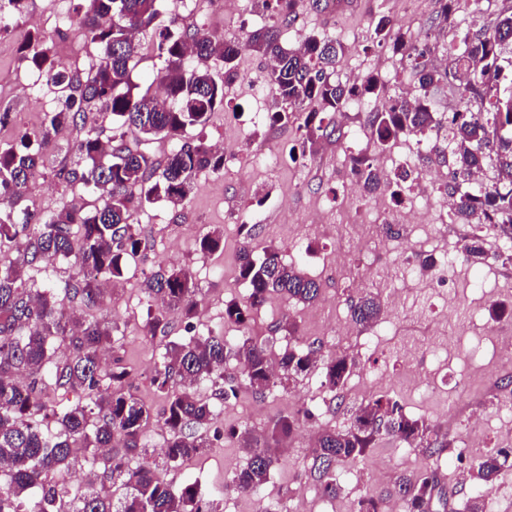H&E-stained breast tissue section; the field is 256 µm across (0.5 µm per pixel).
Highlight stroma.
I'll list each match as a JSON object with an SVG mask.
<instances>
[{"label":"stroma","mask_w":512,"mask_h":512,"mask_svg":"<svg viewBox=\"0 0 512 512\" xmlns=\"http://www.w3.org/2000/svg\"><path fill=\"white\" fill-rule=\"evenodd\" d=\"M512 10V0H458L453 20L439 14L436 0H350L346 12L332 8V0L312 5L304 0L296 17L285 18L262 10L255 0H234L232 12H225L217 0H194L186 12L165 0L156 26L183 28L198 25L223 39L240 37L235 15L264 16L277 26L284 46L297 47L310 36L332 37L341 42L344 53L336 68L340 81L362 73L378 76L384 88L372 97L367 111L347 110L334 118L331 137L320 139L311 152L289 158L296 144L308 106L294 110L292 121L272 126L253 123L256 107L251 97L253 82L264 81L270 62L246 52L238 59L239 76L224 89V107L211 117L204 131L190 129V136L204 135L207 141H224L233 150L223 169L199 173L187 199L180 205L148 204L139 211L137 222L145 236V246L130 265L124 279L105 295L99 306L82 309V316L112 323L111 355L119 357L129 375L124 384L136 398L151 408L154 417L144 432L148 450L160 448L166 429L160 418L165 398L150 382V374L168 341L185 333L184 325L170 320L165 332L147 335L144 325L149 302L142 291L147 276L162 267H185L200 290V304L194 320L196 330L225 333L224 304L244 300L248 289L238 275L239 255L245 242L240 229L252 219L258 234L248 244L254 252L272 246L285 263L300 266L321 284L318 302L305 305L283 295L272 296L253 317L248 333L266 341L271 353H278L285 340L276 326L282 318H292L298 326L297 340L317 343L324 352L353 355L357 339L353 336L324 334L327 326L349 319V300L363 296L357 288V261L337 266L336 252L349 249L356 240L355 228L375 221V202H389V193L377 192L375 199L352 200L351 160L373 147L370 140L352 144L350 131L367 127L370 112L390 106L393 99L418 82L404 68L398 55L373 38L374 22L387 17L393 24L411 28L418 37L415 44L427 58L447 57L451 24L479 29L490 25L498 14ZM83 16L76 0L57 5L55 0H27L20 16L0 30V104L8 106L11 117L0 125V146L13 142L25 131L39 128L47 113L59 108L53 94L28 100L20 90L36 81L37 75L21 59L20 45L32 31L49 38L51 51L61 67L88 71L98 63V47L78 31ZM74 132L56 136L44 150V167L33 183L24 204L42 217H49L63 206L89 207L94 193L68 186L58 179L61 165L77 166L79 158L72 144ZM424 174L440 172L442 181L433 187L434 199L446 197L444 183L452 167L448 153V127L440 125L425 132L422 145L411 154ZM224 233V249L213 255L197 251L200 237L212 230ZM400 234L415 240L411 256L383 247L374 257L376 272L382 273L384 290L402 294L404 303L397 310L383 309L372 327L378 332L379 353L375 359L359 361L343 392L344 407L320 409L315 422L300 423L286 448L271 469L269 482L253 495V502L275 503L281 512H294L297 495H304L305 512H354L358 499L389 486L400 473H417L437 468L441 485L449 490L447 512H465L470 498L480 486L459 480L457 469L435 465L427 453L391 457L393 442L382 439L365 459L342 460L336 464L341 491L336 499L321 496L311 475L313 463L308 436L314 428H341L348 423V411L380 395H388L403 405L406 413L438 424L455 418L457 431L449 433L452 445L465 435L463 422L468 413L496 412L498 403L512 402V373L497 371L494 338L497 333H512V320L491 318V305L512 309V262L488 256L485 264L473 268L459 262L451 273L449 298H440L430 283V273L422 261L432 253L431 238L453 240L461 234L457 224H436L422 215L419 225H401ZM442 339L454 347L456 356L448 358L433 352L434 340ZM412 355L415 364L431 371L430 386L414 387L408 377L404 357ZM473 373L475 381L462 397L452 388L457 378ZM328 389L310 388L308 377H301L288 390L273 389L265 396L241 389L238 398L218 403L212 429L223 437L214 446L181 467L163 473L167 481L182 484L195 480L204 493L212 495L217 512H240L246 500L225 492L224 485L246 463V456L231 430L259 428L284 412H295L307 402L330 400Z\"/></svg>","instance_id":"stroma-1"}]
</instances>
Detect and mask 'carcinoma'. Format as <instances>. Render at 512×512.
I'll use <instances>...</instances> for the list:
<instances>
[{
	"instance_id": "carcinoma-1",
	"label": "carcinoma",
	"mask_w": 512,
	"mask_h": 512,
	"mask_svg": "<svg viewBox=\"0 0 512 512\" xmlns=\"http://www.w3.org/2000/svg\"><path fill=\"white\" fill-rule=\"evenodd\" d=\"M275 2L280 13L291 16L303 0H261L265 9ZM84 34L103 52L99 64L85 73L60 70L55 65L46 36L36 32L20 49L22 59L40 79L62 93L61 107L49 113L42 128L24 132L14 144L0 147V248L19 236L28 238L24 254L5 261L0 254V512H212L196 482L176 486L166 481L159 468L147 461L132 463L143 447L145 428L152 419L148 406L123 391L128 372L119 360L102 373L101 354L112 343V326L96 319L79 320L65 314L63 300H80L86 306L102 301L98 278L114 282L124 278L128 265L144 247L136 215L147 203L163 201L173 206L187 198L195 176L224 167V154L214 152L201 136L185 139L189 128L205 127L213 112L224 104V85L239 76L237 60L244 51L272 61L265 82L278 110L275 123L293 118V107L314 104L296 149L300 154L320 138L330 136L329 120L343 111L354 97L369 98L383 84L376 76L361 86L336 79V63L343 47L332 38L310 37L298 48H288L280 32L267 24L252 27L240 41H221L196 27L172 30L155 28L153 47L163 59L157 79L165 99L140 91L133 79L134 60L140 43L135 34L152 27L164 0H86ZM374 33L378 42L401 55L418 79L421 94L413 102L396 99L385 111L369 118L370 137L378 148L399 136H418L439 123L425 91L436 83L460 95V106L448 113V149L453 161L446 190L456 200L453 224H492L500 236L512 238V90L501 91L504 71L501 46L512 43V13L500 14L489 26L476 31H455L449 41L451 64L439 71L422 61L407 30L380 18ZM196 64L189 66L187 56ZM220 59L224 79L212 74L209 61ZM109 112L120 122V133L104 140L87 122L88 112ZM76 133L74 148L82 160L79 169H61L58 177L103 191L100 203L89 210L64 206L49 218L17 208L30 179L43 163L42 148L61 129ZM138 137L161 135L177 144L161 162L153 163L128 142ZM488 160L495 162L496 182L485 187L471 183L472 172ZM223 236L214 230L199 239L198 250L207 255L221 249ZM483 239L475 234L467 259H485ZM67 259L75 276L62 288H32L23 269ZM239 277L249 286L245 301L224 308V322L244 331L254 313L274 294L301 303L317 301L319 282L300 268L287 265L279 252L267 247L260 257L246 245L240 253ZM144 293L162 301L165 312L149 315L148 334L177 317L191 328L199 300L191 273L184 268H161L145 279ZM378 298L367 294L350 301L352 320L366 325L380 314ZM69 340L72 356L64 363L54 359L53 344ZM235 357L241 382L224 379V363ZM321 366V383L341 397L356 367L343 354H323L312 345L290 346L272 372L264 344L241 336L229 346L224 337L192 335L165 348L151 383L165 395L162 412L167 431L163 464L178 468L214 446L218 435L201 429L214 420L210 399L196 388L209 383L214 395L228 400L245 385L256 394L272 388L287 390L290 383ZM77 390L85 402L59 414L47 408L42 395L46 383ZM315 414L283 415L265 432L238 434L240 447L248 450L246 467L238 471L227 489L238 494L258 492L268 481L277 460L278 445L289 438L300 419ZM390 437L429 451L441 459L451 448L448 434L405 413L390 396L370 399L350 412L343 429H324L312 449L313 476L321 495L335 498L336 463L359 460L377 441ZM110 451L106 479L69 496L65 488L48 479L55 469H72L87 448ZM512 449L500 448L473 465L478 478L490 483L509 467ZM436 470L401 474L381 493L357 502L356 512H383V504L397 500L405 512H435L444 506L438 495Z\"/></svg>"
}]
</instances>
